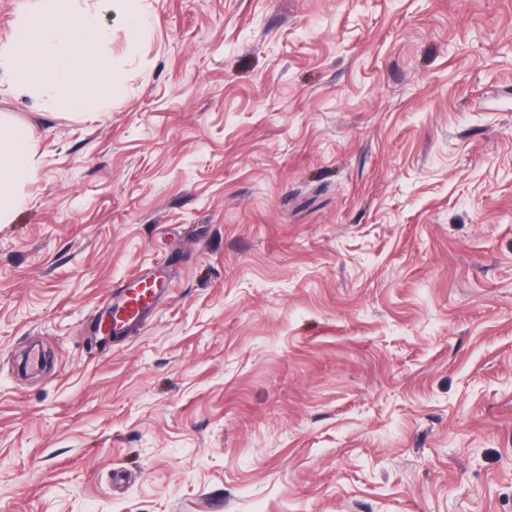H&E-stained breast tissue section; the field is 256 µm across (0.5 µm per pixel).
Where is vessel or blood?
Segmentation results:
<instances>
[{"instance_id": "b4317fda", "label": "vessel or blood", "mask_w": 512, "mask_h": 512, "mask_svg": "<svg viewBox=\"0 0 512 512\" xmlns=\"http://www.w3.org/2000/svg\"><path fill=\"white\" fill-rule=\"evenodd\" d=\"M160 295L161 290L154 277L130 281L121 288L108 311L98 317V332L116 339L126 337L154 315Z\"/></svg>"}]
</instances>
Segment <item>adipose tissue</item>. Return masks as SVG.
<instances>
[{
	"mask_svg": "<svg viewBox=\"0 0 512 512\" xmlns=\"http://www.w3.org/2000/svg\"><path fill=\"white\" fill-rule=\"evenodd\" d=\"M37 156V143L27 125L0 121V224L13 221L21 205L16 190L36 177Z\"/></svg>",
	"mask_w": 512,
	"mask_h": 512,
	"instance_id": "obj_1",
	"label": "adipose tissue"
}]
</instances>
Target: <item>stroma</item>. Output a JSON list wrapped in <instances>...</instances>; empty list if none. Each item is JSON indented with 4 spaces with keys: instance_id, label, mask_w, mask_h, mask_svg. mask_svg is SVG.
<instances>
[{
    "instance_id": "35a3bbf8",
    "label": "stroma",
    "mask_w": 512,
    "mask_h": 512,
    "mask_svg": "<svg viewBox=\"0 0 512 512\" xmlns=\"http://www.w3.org/2000/svg\"><path fill=\"white\" fill-rule=\"evenodd\" d=\"M141 20L97 112L0 93V512H512V0ZM38 147L30 128L0 116V224H9L21 206L16 189L37 175ZM159 276H144L121 288L112 306L97 319V331L104 336L122 339L152 317L163 288Z\"/></svg>"
}]
</instances>
